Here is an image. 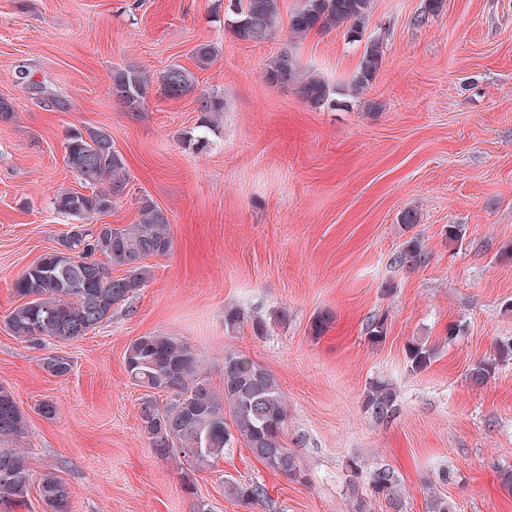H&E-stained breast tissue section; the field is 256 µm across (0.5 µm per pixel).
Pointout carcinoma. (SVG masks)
<instances>
[{
  "instance_id": "cac0c4a2",
  "label": "carcinoma",
  "mask_w": 512,
  "mask_h": 512,
  "mask_svg": "<svg viewBox=\"0 0 512 512\" xmlns=\"http://www.w3.org/2000/svg\"><path fill=\"white\" fill-rule=\"evenodd\" d=\"M444 0H424L415 17L423 24L439 14ZM230 19L236 36L262 42L272 38L280 26L277 0H230ZM371 0H302L288 19L289 30L305 36L312 31L346 27L353 42H364L363 52L351 78L357 93L374 79L384 56L383 40L365 37ZM215 47L201 44L195 50L199 69L210 68L217 60ZM271 85H294L302 98L314 107H334L328 83L317 75L304 76L292 52L284 48L272 58L265 72ZM162 93L171 99L197 90L192 72L179 64L169 65L161 74ZM150 92L149 79L134 68L112 72V95L128 112H139ZM200 127L214 125L224 111V100L201 93ZM64 161L81 181L91 188L85 194L58 189L53 208L71 220V229L59 247L44 254L15 282L20 303L3 320L11 336L37 349L51 340L65 345L102 327L112 318L114 308L127 302L145 287L149 270L143 260L166 256L173 246L167 214L144 201L134 224H95L93 219L112 209L113 198L125 188L126 164L112 146L104 130L79 129L66 132ZM429 260L423 242L413 236L395 258V263L414 269ZM122 274H112V268ZM250 323L257 336L265 334L268 322L247 317L235 307L224 309V328L235 331ZM373 343L385 339V320L375 316L367 324ZM406 357L414 371L426 369L435 349L420 339L407 344ZM512 360V340L495 346L493 358L475 363L469 378L483 384L495 366ZM125 365L130 380L145 389L139 406L141 430L160 457L184 459L197 470L213 469L224 457L231 441L241 440L252 455L271 471L305 479L298 456L285 445L288 407L277 377L262 365L235 352L224 353V384L214 388L199 365L196 349L184 339L167 333L139 336L127 347ZM44 372L67 375L71 360L48 354L40 358ZM166 395L160 403L157 394ZM366 406L379 419L396 411L397 394L382 380L373 381L366 393ZM28 432L26 415L13 392L0 386V505L23 506L31 484L38 483L44 512H68L71 493L54 473L36 475L28 464V451L21 442ZM371 494L384 499L400 512L398 476L380 466L366 476ZM224 495L244 508L266 495L256 483L224 481Z\"/></svg>"
}]
</instances>
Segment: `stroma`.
Here are the masks:
<instances>
[{
  "label": "stroma",
  "mask_w": 512,
  "mask_h": 512,
  "mask_svg": "<svg viewBox=\"0 0 512 512\" xmlns=\"http://www.w3.org/2000/svg\"><path fill=\"white\" fill-rule=\"evenodd\" d=\"M226 3L0 0V97L17 112L0 122V318L19 303L17 278L70 228L51 203L81 187L64 162L69 128L106 130L125 159L126 188L96 223H135L149 200L174 239L170 254L147 258L146 286L94 333L38 351L0 328V385L28 418L31 469L61 478L69 512H193L200 498L214 512H353L366 489L347 467L354 457L396 472L402 512H428L434 493L452 512H512L500 480L512 470V362L483 385L468 377L512 338V0H444L422 27L411 20L423 0H372L366 32L385 54L358 93L349 83L363 46L344 28L294 38L283 25L255 43L225 25ZM202 43L219 52L203 71ZM285 47L333 88L335 107L267 82ZM172 63L224 99L203 145L189 142L201 117L194 96L153 93L128 112L110 93L114 69L154 80ZM409 210L419 216L410 228ZM413 236L429 263L395 265ZM231 305L269 318L266 334L226 332ZM325 310L331 324L312 335ZM377 315L387 322L380 343L366 333ZM156 332L193 345L216 388L228 351L271 370L306 481L269 470L239 441L213 470L158 456L124 364L130 342ZM415 338L436 350L418 372L405 356ZM55 352L72 360L66 376L39 365ZM378 379L398 395L385 420L365 404ZM45 401L58 406L54 418L40 413ZM445 470L451 482H439ZM224 476L267 495L243 508L225 496Z\"/></svg>",
  "instance_id": "35a3bbf8"
}]
</instances>
